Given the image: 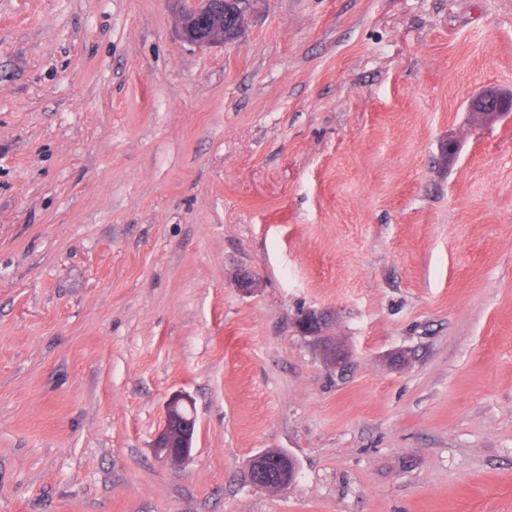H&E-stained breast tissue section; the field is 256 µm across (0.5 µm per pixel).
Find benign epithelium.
Instances as JSON below:
<instances>
[{
	"mask_svg": "<svg viewBox=\"0 0 512 512\" xmlns=\"http://www.w3.org/2000/svg\"><path fill=\"white\" fill-rule=\"evenodd\" d=\"M182 4L180 36L196 45L222 43L238 36L250 17L257 0H247V10L237 8V0H178ZM467 122L473 128H485L502 120L512 121V90L486 87L469 101ZM331 314L325 309H312L299 320L298 329L304 336L317 341L326 361L334 366L342 356L326 333ZM197 419L190 399L176 394L166 403L164 422L152 447L157 456L173 467L188 461L194 451ZM297 464L286 451L265 450L255 455L248 467L249 482L269 489L276 485L284 490L295 480Z\"/></svg>",
	"mask_w": 512,
	"mask_h": 512,
	"instance_id": "7a95c632",
	"label": "benign epithelium"
}]
</instances>
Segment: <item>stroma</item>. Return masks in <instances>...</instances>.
Masks as SVG:
<instances>
[{
	"label": "stroma",
	"instance_id": "1",
	"mask_svg": "<svg viewBox=\"0 0 512 512\" xmlns=\"http://www.w3.org/2000/svg\"><path fill=\"white\" fill-rule=\"evenodd\" d=\"M178 28L0 0V512H512V123L466 124L512 88V0ZM320 308L343 368L296 328ZM269 449L287 490L248 480ZM467 122L473 128H485L502 120L512 121V90L486 87L469 101ZM186 408L184 415L180 409ZM197 419L190 399L185 394H176L166 403L164 422L157 433L152 448L157 456L173 467L188 461L194 451ZM296 475V461L286 451H262L251 459L248 467L249 482L257 488L270 489L276 484L284 490Z\"/></svg>",
	"mask_w": 512,
	"mask_h": 512
}]
</instances>
